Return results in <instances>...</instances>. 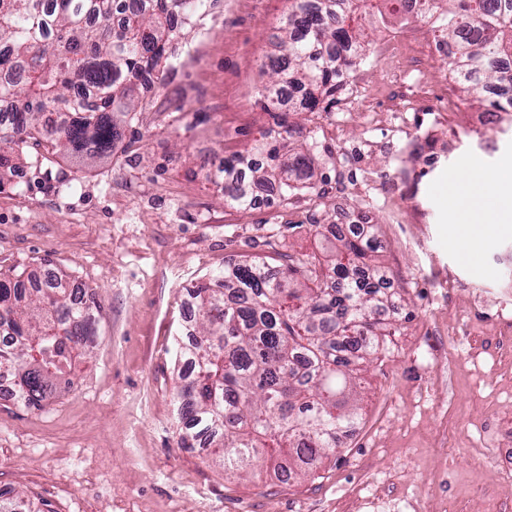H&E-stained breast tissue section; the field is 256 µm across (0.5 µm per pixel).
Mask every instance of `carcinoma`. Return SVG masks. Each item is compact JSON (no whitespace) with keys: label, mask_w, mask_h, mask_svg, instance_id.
Segmentation results:
<instances>
[{"label":"carcinoma","mask_w":512,"mask_h":512,"mask_svg":"<svg viewBox=\"0 0 512 512\" xmlns=\"http://www.w3.org/2000/svg\"><path fill=\"white\" fill-rule=\"evenodd\" d=\"M204 0H0V186L14 169L5 154L31 143L48 155L83 164L112 156L122 125L133 119L140 88L159 79L179 28ZM375 0H288V28L279 53L266 57L260 108L276 128L255 150L264 162L242 168L244 156L200 165L223 185L224 202L254 206L265 190L288 200L313 177L312 157L284 138L304 135L299 114L327 112L364 60L366 19ZM423 17L454 46L448 69L463 92L493 117L512 112V96L487 97L484 87L512 91V0H418ZM323 257L288 258L272 267L260 258L224 265L191 289L193 319L181 355L190 379L177 390L179 445L202 443L224 470L247 473L261 461L273 471L306 474L336 454L361 420L362 372L388 353L400 332L386 271L373 262L377 239L331 231ZM96 304L76 303L73 285L57 277L26 289L0 278V374L13 398L38 408L49 390L70 384L76 359L96 336ZM0 512H50L0 490Z\"/></svg>","instance_id":"1"}]
</instances>
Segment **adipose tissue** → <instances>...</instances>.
Instances as JSON below:
<instances>
[{"label": "adipose tissue", "instance_id": "obj_1", "mask_svg": "<svg viewBox=\"0 0 512 512\" xmlns=\"http://www.w3.org/2000/svg\"><path fill=\"white\" fill-rule=\"evenodd\" d=\"M448 185V201L470 245L479 244L481 225L512 224V167L494 173L468 167L450 175Z\"/></svg>", "mask_w": 512, "mask_h": 512}]
</instances>
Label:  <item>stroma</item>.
<instances>
[{
	"mask_svg": "<svg viewBox=\"0 0 512 512\" xmlns=\"http://www.w3.org/2000/svg\"><path fill=\"white\" fill-rule=\"evenodd\" d=\"M286 0H205L111 158L89 166L25 147L0 186V274L41 268L84 285L98 336L73 383L38 409L0 394V489L52 512H497L512 486L492 424L512 423V231L469 264L444 175L512 162V133L477 126L426 20L398 17L313 115L314 188L239 210L201 161L252 148L272 120L259 65ZM315 224H369L407 322L364 375L362 419L314 476L238 475L180 447L177 340L188 290L229 260L320 253Z\"/></svg>",
	"mask_w": 512,
	"mask_h": 512,
	"instance_id": "obj_1",
	"label": "stroma"
}]
</instances>
